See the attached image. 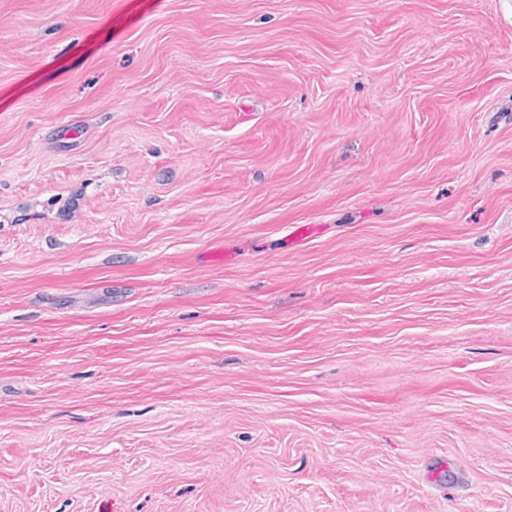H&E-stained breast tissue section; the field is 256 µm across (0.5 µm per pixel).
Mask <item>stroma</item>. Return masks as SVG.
Instances as JSON below:
<instances>
[{
  "instance_id": "1",
  "label": "stroma",
  "mask_w": 512,
  "mask_h": 512,
  "mask_svg": "<svg viewBox=\"0 0 512 512\" xmlns=\"http://www.w3.org/2000/svg\"><path fill=\"white\" fill-rule=\"evenodd\" d=\"M0 512H512V0H0Z\"/></svg>"
}]
</instances>
